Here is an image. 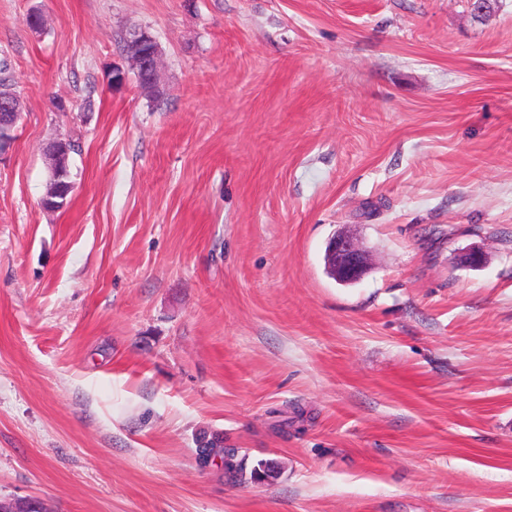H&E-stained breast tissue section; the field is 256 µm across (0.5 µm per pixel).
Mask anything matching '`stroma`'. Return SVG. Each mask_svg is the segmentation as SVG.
<instances>
[{"mask_svg": "<svg viewBox=\"0 0 512 512\" xmlns=\"http://www.w3.org/2000/svg\"><path fill=\"white\" fill-rule=\"evenodd\" d=\"M137 24L157 100L110 83ZM0 58V499L512 512V0H0ZM22 100L15 95L0 96V155L8 148L13 140V131L22 118ZM60 142H61L60 145L55 149V152L58 154V157L60 159V163H59V166L56 168V170L53 172V175L55 176V178H57V180L60 183V187H61L60 198L62 199V202L50 201L48 199L43 198L41 203H42V205L47 204V205H54V206H58L59 204H61L62 205L61 210H62L66 207L65 199L67 198L68 195H70L72 193L73 188H74V183L71 180L70 166L67 165L69 146L67 144V141H60ZM61 181L63 182V184H65L67 186L66 189L64 188L63 185H61ZM326 266L329 275L339 283L360 281L367 272V259L357 240L349 234L333 236L326 250Z\"/></svg>", "mask_w": 512, "mask_h": 512, "instance_id": "1", "label": "stroma"}]
</instances>
